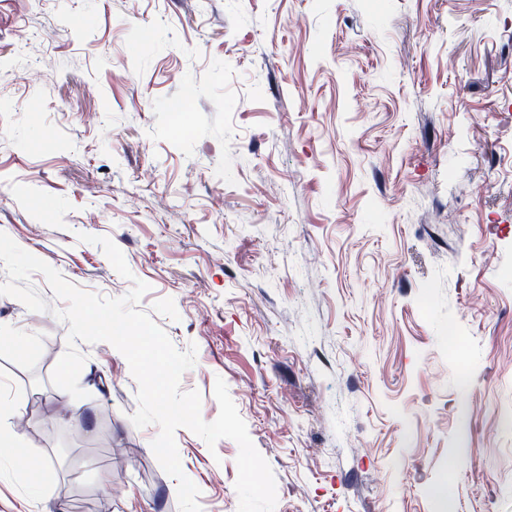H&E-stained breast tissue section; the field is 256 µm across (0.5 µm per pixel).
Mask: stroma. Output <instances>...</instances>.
<instances>
[{
	"label": "stroma",
	"mask_w": 512,
	"mask_h": 512,
	"mask_svg": "<svg viewBox=\"0 0 512 512\" xmlns=\"http://www.w3.org/2000/svg\"><path fill=\"white\" fill-rule=\"evenodd\" d=\"M0 232L223 379L275 512H512V0H0ZM109 237L132 279L113 269ZM0 295V427L50 460L0 512H179L137 383ZM201 512L239 448L181 427ZM109 481H101L99 473Z\"/></svg>",
	"instance_id": "1"
}]
</instances>
